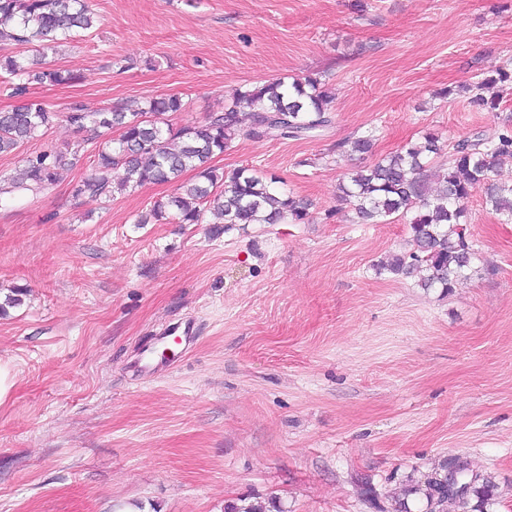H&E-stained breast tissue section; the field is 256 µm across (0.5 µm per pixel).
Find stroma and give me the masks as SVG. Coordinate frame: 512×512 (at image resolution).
<instances>
[{"instance_id": "35a3bbf8", "label": "stroma", "mask_w": 512, "mask_h": 512, "mask_svg": "<svg viewBox=\"0 0 512 512\" xmlns=\"http://www.w3.org/2000/svg\"><path fill=\"white\" fill-rule=\"evenodd\" d=\"M87 0L97 23L56 52L0 55L63 69L31 84L55 110L143 107L179 95L178 128L221 111L235 88L320 76L332 123L298 139L238 136L213 160L278 179L306 207L296 224H140L171 195L150 184L74 198L92 157L37 194L0 200V512H224L276 499L283 512H394L408 477L455 457L492 476L488 512H512V224L482 194L467 205L477 253L448 294L377 273L409 227L358 224L336 187L421 131L443 149L512 130V0ZM374 134L371 153L341 150ZM59 122L0 155L73 147ZM186 320L198 340L159 379L131 370ZM496 75L497 77L488 76L481 79L480 82L466 87L469 92H472L470 97L471 104L488 112L496 111L499 108V100L495 98L488 99L480 92L487 85L496 82L512 81V72L510 73L506 68H499L496 71Z\"/></svg>"}]
</instances>
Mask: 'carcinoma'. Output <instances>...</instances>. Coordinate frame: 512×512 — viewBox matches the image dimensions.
<instances>
[{
	"label": "carcinoma",
	"instance_id": "carcinoma-1",
	"mask_svg": "<svg viewBox=\"0 0 512 512\" xmlns=\"http://www.w3.org/2000/svg\"><path fill=\"white\" fill-rule=\"evenodd\" d=\"M94 25L86 0H0V43L31 45L40 53L56 49L58 41L76 29ZM0 69L21 80L62 85L72 77L61 69L33 71L22 57L0 59ZM512 81L505 68L496 75L468 87L470 103L494 112L499 100L488 99L481 90L496 82ZM333 95L328 83L305 76L290 81L276 79L261 85H246L224 100V109L204 121L178 129L168 126L166 117L185 110L176 94L147 101L137 112L110 108L91 111L75 103L66 112H56L37 96L7 112H0V153H11L33 140L57 121L64 120L90 137L67 151L46 149L23 159L19 176L0 184V194L38 193L55 184L64 170L83 158L85 146L102 132L118 131V137L95 146L92 171L73 188L77 198H111L145 185L172 183L176 193L167 201L157 200L136 223L171 220L176 224L224 225L297 223L306 207L290 196L277 193L267 178L248 168L224 174L211 165L224 154L240 131V114L249 115L246 135L253 139L299 138L331 123ZM440 137L426 131L398 150L379 158L368 167L348 173L337 186V197L352 206L362 224H387L412 214L409 221L410 249L391 255L377 270L393 276L414 277L418 286L439 288L446 294L464 276L475 258L466 239V206L481 190L486 202L504 224L512 223V188L494 182L497 159L512 154V133L495 137L475 135L459 142L448 155L447 173L439 186L426 178L429 164L440 156ZM124 169V178L112 182V169ZM188 170L194 181L182 180ZM454 471L463 493L454 490L448 472ZM496 484L470 473L467 461L456 457L422 479L413 477L395 498V512H410L408 497L425 501V512H486ZM224 512H283L275 500L240 505L230 501Z\"/></svg>",
	"mask_w": 512,
	"mask_h": 512
}]
</instances>
